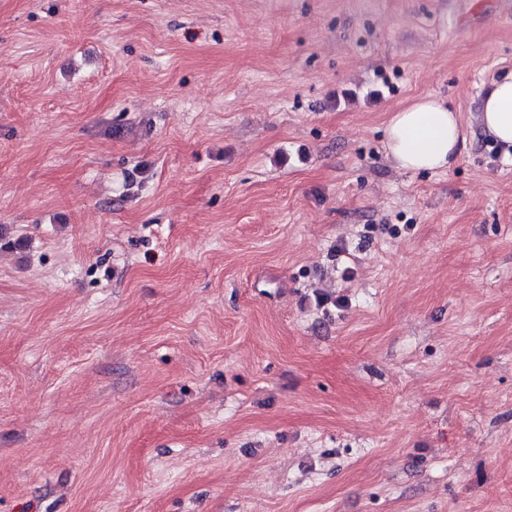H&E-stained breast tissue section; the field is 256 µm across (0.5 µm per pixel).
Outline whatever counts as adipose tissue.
Wrapping results in <instances>:
<instances>
[{"mask_svg":"<svg viewBox=\"0 0 512 512\" xmlns=\"http://www.w3.org/2000/svg\"><path fill=\"white\" fill-rule=\"evenodd\" d=\"M478 119L496 142L512 148V77L495 82ZM462 140L459 113L430 97L393 112L385 129L389 157L408 171L449 169Z\"/></svg>","mask_w":512,"mask_h":512,"instance_id":"obj_1","label":"adipose tissue"}]
</instances>
